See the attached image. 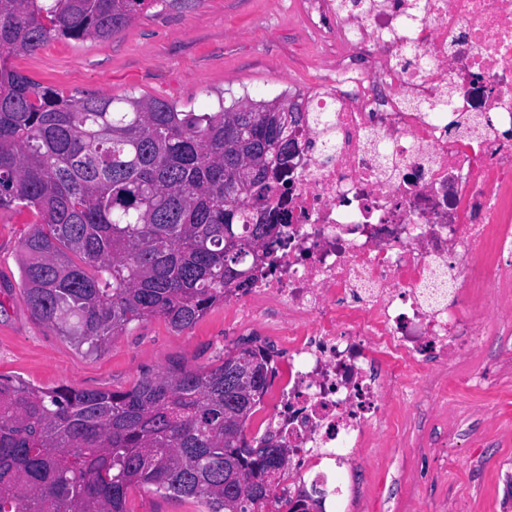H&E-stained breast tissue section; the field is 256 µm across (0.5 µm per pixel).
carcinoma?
Instances as JSON below:
<instances>
[{"mask_svg":"<svg viewBox=\"0 0 512 512\" xmlns=\"http://www.w3.org/2000/svg\"><path fill=\"white\" fill-rule=\"evenodd\" d=\"M0 0V208L34 209L21 287L34 317L89 354L133 322L192 327L244 288L280 225L247 224L286 195L296 100L241 99L183 112L161 99L66 97L10 69L53 37L109 38L160 3ZM79 257L77 263L73 257ZM271 385L257 346L209 369H179L125 392L44 389L0 377V512H127L133 484L205 512H254L288 449L251 444Z\"/></svg>","mask_w":512,"mask_h":512,"instance_id":"obj_1","label":"carcinoma"}]
</instances>
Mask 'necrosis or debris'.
Segmentation results:
<instances>
[{
    "label": "necrosis or debris",
    "instance_id": "4bbe7bcc",
    "mask_svg": "<svg viewBox=\"0 0 512 512\" xmlns=\"http://www.w3.org/2000/svg\"><path fill=\"white\" fill-rule=\"evenodd\" d=\"M336 62L295 131L290 222L224 296L240 330L277 321L266 430L285 497L357 464L389 403L512 328V0H310ZM496 290L497 311L473 305Z\"/></svg>",
    "mask_w": 512,
    "mask_h": 512
}]
</instances>
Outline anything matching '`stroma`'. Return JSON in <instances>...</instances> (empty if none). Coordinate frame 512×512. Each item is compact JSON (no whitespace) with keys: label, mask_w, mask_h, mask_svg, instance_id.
Here are the masks:
<instances>
[{"label":"stroma","mask_w":512,"mask_h":512,"mask_svg":"<svg viewBox=\"0 0 512 512\" xmlns=\"http://www.w3.org/2000/svg\"><path fill=\"white\" fill-rule=\"evenodd\" d=\"M333 60L304 0H188L148 10L114 37L54 38L7 63L65 96L163 98L206 112L220 94L260 100L313 91L315 74ZM38 221L29 210L0 208V375L42 388L128 391L164 372L212 367L243 342L218 304L185 330L154 317L130 324L100 354L77 349L35 319L19 288L21 241ZM477 369L486 383L452 400L424 408L396 398L398 431L369 439L342 474L344 486L359 489L362 512H512V335L435 369L422 393ZM126 509L203 512L195 499L138 484Z\"/></svg>","instance_id":"obj_1"}]
</instances>
